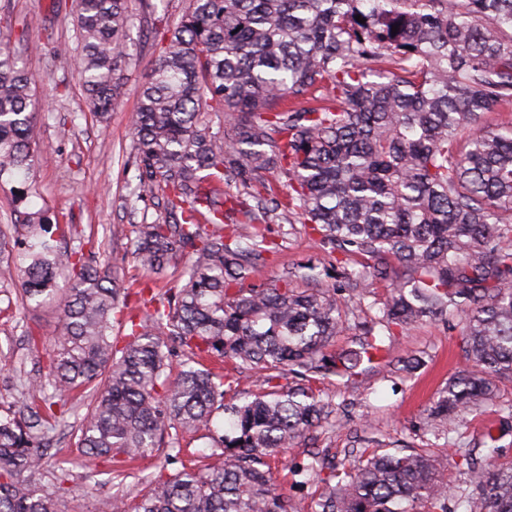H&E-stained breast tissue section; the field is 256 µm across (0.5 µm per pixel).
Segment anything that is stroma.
I'll use <instances>...</instances> for the list:
<instances>
[{"mask_svg": "<svg viewBox=\"0 0 512 512\" xmlns=\"http://www.w3.org/2000/svg\"><path fill=\"white\" fill-rule=\"evenodd\" d=\"M165 11H152L144 0H131L127 40L131 56L125 79L108 123L95 120L77 75L74 60L56 55L58 43L72 42L76 13L72 0H0V47L18 52L35 79L40 106L33 129L34 179L26 200L16 196V184L0 181V410L19 399L15 369L46 374V345L63 331L61 309L52 301L41 306L23 304L17 274L24 264L19 245L26 212L37 209L66 213L74 233L58 238L67 250L91 240L96 261L108 264L122 279L134 274L131 257L136 224L154 220L156 204L131 207L129 183L135 173L132 120L137 112L144 75L159 54L157 31L176 25L186 0H165ZM277 252L258 263L255 284L269 285L292 278L295 287L308 283L297 272L305 265L327 267L328 259L302 225L275 218L265 226ZM389 355L352 379L330 377L323 388L332 400L331 424L306 433L286 450L289 461L302 463L314 448L344 457L353 449L385 448L409 451L432 448L440 439L421 422L436 391L464 364L461 329L456 323L432 322L399 336L386 338ZM415 356L418 368L400 372L403 358ZM76 431L59 427L53 434L45 466L71 459L66 492L55 495L56 512H112L114 498L134 508L160 469L175 472L163 454L135 460L134 478L113 485L107 463L83 462L76 447Z\"/></svg>", "mask_w": 512, "mask_h": 512, "instance_id": "obj_1", "label": "stroma"}]
</instances>
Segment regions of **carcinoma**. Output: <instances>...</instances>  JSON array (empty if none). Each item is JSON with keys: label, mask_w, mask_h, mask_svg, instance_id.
I'll return each mask as SVG.
<instances>
[{"label": "carcinoma", "mask_w": 512, "mask_h": 512, "mask_svg": "<svg viewBox=\"0 0 512 512\" xmlns=\"http://www.w3.org/2000/svg\"><path fill=\"white\" fill-rule=\"evenodd\" d=\"M187 2L161 33L133 120V194L162 196L165 216L137 225L132 258L159 274L182 256L178 286L140 298L145 315L132 313V284L82 248L53 244L74 225L25 214L22 297L42 304L64 273L69 285L48 376L24 379L26 414L0 416V512H54L69 461L44 488L45 433L68 413L63 397L81 391L91 400L77 447L90 464L111 459L118 481L135 456H179L185 434L210 433L224 415L209 462L155 476L135 512H298L272 462L328 419L317 382L382 361L385 337L428 321H458L471 365L448 377L427 418L446 436L482 407L512 417L498 388L512 380V121L481 124L512 103V0ZM75 8V71L105 121L128 56L127 0ZM213 112L224 113L229 135L212 131ZM35 119L32 76L1 47L0 180L25 182ZM273 166L288 177L285 203L261 175ZM233 174L255 206L247 221L227 224L224 207L241 203L224 196ZM282 207L328 257L374 261L373 276L389 281L381 317L350 323L334 288L253 284L269 251L259 225ZM341 275L353 292L367 272ZM350 330L355 347L326 353ZM214 357L259 374L256 391L226 398L237 378L203 365ZM286 372L299 383L280 384ZM287 471L296 485L312 475L324 485L312 512H447L458 494L431 448H366L348 464L316 455ZM460 506L512 512V465L493 466Z\"/></svg>", "instance_id": "1"}]
</instances>
